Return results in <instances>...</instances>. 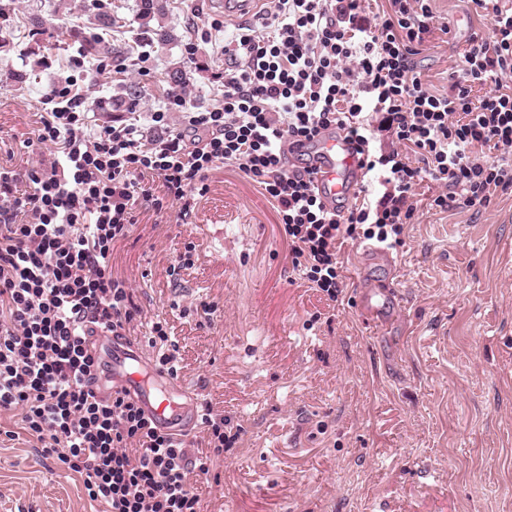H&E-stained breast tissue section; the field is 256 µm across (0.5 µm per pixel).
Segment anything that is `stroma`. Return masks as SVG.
Returning a JSON list of instances; mask_svg holds the SVG:
<instances>
[{"label":"stroma","instance_id":"1","mask_svg":"<svg viewBox=\"0 0 512 512\" xmlns=\"http://www.w3.org/2000/svg\"><path fill=\"white\" fill-rule=\"evenodd\" d=\"M214 0H168L143 21L139 0H112L125 19L112 46L148 52L147 75L133 60L96 71L76 28L94 27L89 0H0V161L26 167L25 143L39 126L47 87L67 76L89 90V128L134 115L149 128L177 84L208 107L223 89L225 22L196 60L183 45L193 26L218 16ZM450 32L431 35L415 61L439 93L473 34L489 19L471 0H431ZM53 20L50 33L34 18ZM171 34L159 42L156 31ZM84 66L73 69V56ZM188 223L145 212L112 251V270L142 309L130 336L149 364L160 347L143 342L167 323L177 381L198 404L229 420L237 438L208 476L191 475L203 512H512V193L495 192L473 212H441L438 182L416 188L417 212L403 243L365 259L345 242L337 301L299 279L277 213L261 189L224 167ZM195 244L189 268L178 265ZM384 321L366 314L362 287ZM210 304L204 320L196 310ZM0 512H100L78 478L41 456L35 438L0 437Z\"/></svg>","mask_w":512,"mask_h":512}]
</instances>
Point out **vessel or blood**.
<instances>
[{
    "instance_id": "obj_1",
    "label": "vessel or blood",
    "mask_w": 512,
    "mask_h": 512,
    "mask_svg": "<svg viewBox=\"0 0 512 512\" xmlns=\"http://www.w3.org/2000/svg\"><path fill=\"white\" fill-rule=\"evenodd\" d=\"M316 155L315 183L327 204L335 205L337 196H351L360 174L352 146L329 136L317 145ZM100 354L113 378L138 396L160 429L184 430L193 425V396L170 375L149 370L144 353L127 337H102Z\"/></svg>"
}]
</instances>
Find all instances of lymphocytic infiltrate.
Masks as SVG:
<instances>
[{
  "instance_id": "f902f5d3",
  "label": "lymphocytic infiltrate",
  "mask_w": 512,
  "mask_h": 512,
  "mask_svg": "<svg viewBox=\"0 0 512 512\" xmlns=\"http://www.w3.org/2000/svg\"><path fill=\"white\" fill-rule=\"evenodd\" d=\"M472 2L493 38L472 37L443 94L414 61L432 28L448 29L429 0H388L372 16L361 0H271L263 30L242 28L224 46L222 101L201 110L186 92L169 94L153 134L120 121L89 129L76 77L42 95L35 138L49 155L0 164V411H20L43 455L77 474L102 512H201L189 474H209L229 441L224 418L203 411L211 453L191 462L185 440L159 431L125 387L101 391L91 339L125 335L140 313L112 274L113 245L140 210L175 203L186 220L222 165L268 195L294 269L334 301L339 246H399L418 181L444 184L432 199L443 210L512 192V7ZM476 85L486 89L477 101ZM331 132L381 177L380 190L334 212L307 153ZM411 151L425 167L410 164Z\"/></svg>"
}]
</instances>
